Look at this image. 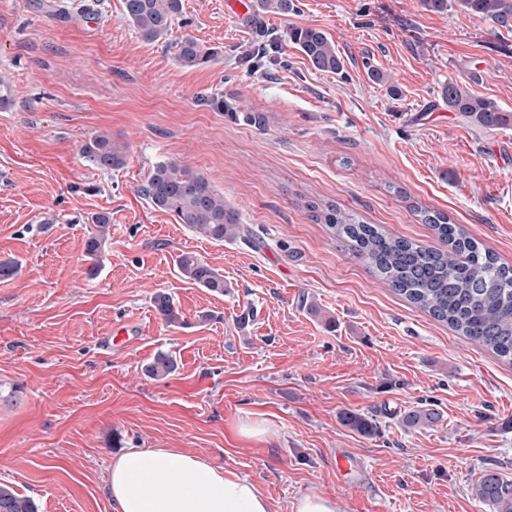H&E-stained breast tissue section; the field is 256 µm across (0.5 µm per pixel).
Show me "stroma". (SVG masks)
Instances as JSON below:
<instances>
[{
  "label": "stroma",
  "instance_id": "35a3bbf8",
  "mask_svg": "<svg viewBox=\"0 0 512 512\" xmlns=\"http://www.w3.org/2000/svg\"><path fill=\"white\" fill-rule=\"evenodd\" d=\"M226 2L183 0L176 35L214 51L187 69L141 40L123 0H0V260L21 264L0 279V383L19 390L0 404V483L38 512H113V457L179 448L253 480L271 512L309 493L337 512H498L473 482L490 467L512 479V363L386 288L307 205L437 245L419 205L512 266V127L471 125L441 99L463 82L512 111V34L419 0H297L285 16ZM309 25L343 73L288 40ZM100 134L126 145L121 169L82 158ZM172 159L212 181L253 243L152 207L139 188ZM97 214L109 229L92 276ZM185 252L223 293L180 276ZM158 291L183 326L160 319ZM127 321L138 334L107 345ZM161 352L175 370L150 378ZM418 408L438 421L405 426ZM288 40L307 58L319 72L339 73L344 69V60L329 34L319 27H292L288 29Z\"/></svg>",
  "mask_w": 512,
  "mask_h": 512
}]
</instances>
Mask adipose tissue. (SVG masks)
<instances>
[{
    "instance_id": "adipose-tissue-1",
    "label": "adipose tissue",
    "mask_w": 512,
    "mask_h": 512,
    "mask_svg": "<svg viewBox=\"0 0 512 512\" xmlns=\"http://www.w3.org/2000/svg\"><path fill=\"white\" fill-rule=\"evenodd\" d=\"M115 512H270L252 480L177 448H132L112 461Z\"/></svg>"
}]
</instances>
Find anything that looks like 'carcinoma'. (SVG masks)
I'll list each match as a JSON object with an SVG mask.
<instances>
[{"mask_svg":"<svg viewBox=\"0 0 512 512\" xmlns=\"http://www.w3.org/2000/svg\"><path fill=\"white\" fill-rule=\"evenodd\" d=\"M462 10L493 27L512 32V0H456ZM125 18L145 42L166 41L173 33L175 19L182 14V0H124ZM295 10L294 0H256L258 14L286 16ZM288 40L307 58L311 66L326 73H339L344 60L329 34L319 27H292ZM176 61L195 68L212 60L214 52L191 37L173 42ZM442 101L464 121L488 129L512 126V112L495 102L474 95L466 86L450 82L442 88ZM83 157L101 170H116L126 164V148L105 135L92 138L83 147ZM140 193L154 208L174 215L180 224L209 240L222 242L239 235L238 215L224 204L210 179L176 161L157 163ZM315 218L328 224L336 237L349 243L354 256L366 262L381 282L417 307L445 321L467 339L512 361V268L500 265L463 227L447 215L419 205L414 211L437 234L443 247L424 246L407 239L391 237L373 224L333 204L309 203ZM104 239L88 238L85 255L93 261L89 271L97 270ZM180 275L211 292L224 293V275L192 254L178 259ZM154 308L168 326L184 324L173 298L158 292ZM174 369L172 357L160 352L147 368L152 377L163 378ZM436 420L433 412L419 408L404 417L408 427ZM345 423L369 434L375 422L357 414H347ZM477 496L495 504L500 512H512V480L495 469L481 471L475 484ZM0 512H38L35 501L0 485Z\"/></svg>","mask_w":512,"mask_h":512,"instance_id":"cac0c4a2","label":"carcinoma"}]
</instances>
